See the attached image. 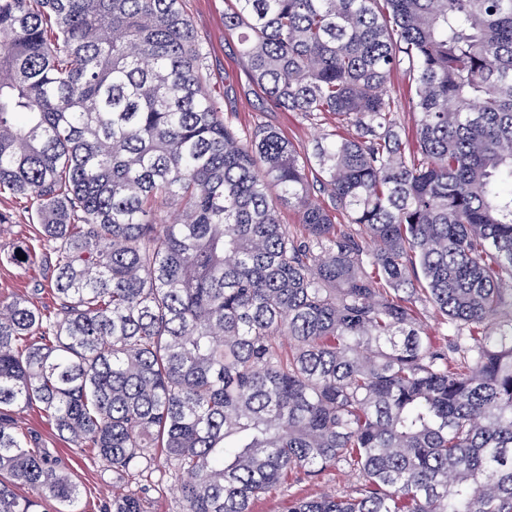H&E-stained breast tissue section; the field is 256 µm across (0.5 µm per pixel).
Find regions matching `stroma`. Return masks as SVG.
<instances>
[{
	"mask_svg": "<svg viewBox=\"0 0 512 512\" xmlns=\"http://www.w3.org/2000/svg\"><path fill=\"white\" fill-rule=\"evenodd\" d=\"M182 7L194 28L206 39L207 86L222 96L224 113L233 124L246 131L258 123L271 125L294 145L308 150L323 133L334 130L344 136L350 134V127L337 124L331 115L307 121L294 112L266 108L259 90L248 77L236 37L224 31V0H183ZM32 214L30 200L0 192V303L29 297L43 310L55 313L60 305L51 290L53 266L50 261L35 258L19 265L12 259L17 250L35 252L38 249V226ZM16 420L20 431L39 434L46 447L52 448L67 467L80 489L81 512H103L113 497L136 492L143 495L145 512H179L177 478H169L163 489L142 492L141 479L113 481L104 462L89 449L58 440L39 406L23 407ZM355 484L356 479L349 472L328 469L272 491L255 505L254 512H287L290 496L346 495Z\"/></svg>",
	"mask_w": 512,
	"mask_h": 512,
	"instance_id": "35a3bbf8",
	"label": "stroma"
}]
</instances>
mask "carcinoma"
I'll list each match as a JSON object with an SVG mask.
<instances>
[{
    "instance_id": "1",
    "label": "carcinoma",
    "mask_w": 512,
    "mask_h": 512,
    "mask_svg": "<svg viewBox=\"0 0 512 512\" xmlns=\"http://www.w3.org/2000/svg\"><path fill=\"white\" fill-rule=\"evenodd\" d=\"M228 2L265 104L353 135L240 131L181 0H0V191L60 300L0 304V512H79L34 402L116 479L186 476L181 512L328 468L352 493L288 512H512V0ZM392 87L394 90V94L397 95L398 99L401 102V109L399 111V121L402 126L405 127L406 132L410 131L414 127L416 117L413 112L409 109L407 101L409 97V89L408 86V76H406L403 72H397L392 77Z\"/></svg>"
}]
</instances>
